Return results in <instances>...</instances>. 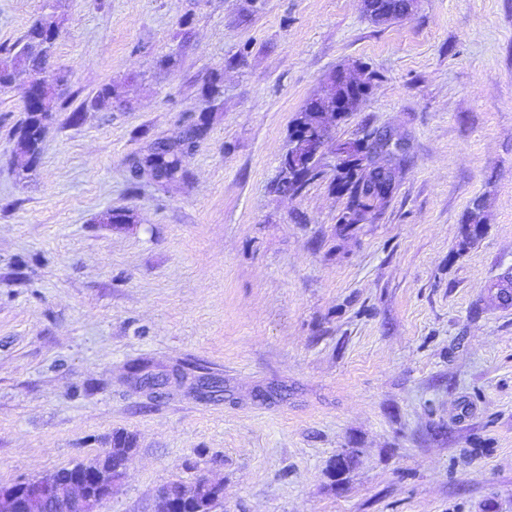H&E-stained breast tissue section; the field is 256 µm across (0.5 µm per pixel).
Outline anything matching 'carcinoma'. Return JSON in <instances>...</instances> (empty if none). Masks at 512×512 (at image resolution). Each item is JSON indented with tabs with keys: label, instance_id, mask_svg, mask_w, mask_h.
I'll list each match as a JSON object with an SVG mask.
<instances>
[{
	"label": "carcinoma",
	"instance_id": "carcinoma-1",
	"mask_svg": "<svg viewBox=\"0 0 512 512\" xmlns=\"http://www.w3.org/2000/svg\"><path fill=\"white\" fill-rule=\"evenodd\" d=\"M58 26L51 16L36 19L25 35L13 45L6 48L14 56L11 67L0 68V88L15 85L23 75L39 73L45 66L49 51L57 37ZM332 93L310 99L303 113L297 120H306L320 126L324 134H329L330 124L336 118V113L326 109V101ZM55 96L51 87L29 82L24 88L22 98L23 111L26 119L20 128L18 147L29 160H34L39 152L45 129V121L52 111ZM207 130L206 117H200L198 123L180 142L164 144L155 147L148 163L157 177L171 180L181 167L183 158L192 149L194 140ZM357 150L363 152L360 163L348 169L341 176L344 187L348 190L349 200L345 210L338 218V223L349 228L362 224L369 216L383 208L396 189L398 166L392 158L372 155L377 153L374 142L366 145L355 144ZM318 175L316 167L291 168L281 170L277 189L284 193H298L304 185ZM482 205L475 203L469 211L464 224L462 246L469 245L481 232L483 217ZM133 439L123 433L112 435V447L104 452V462L117 463L124 457L132 456ZM177 495L181 501V512H213L217 503L209 499L200 483L187 487L176 483Z\"/></svg>",
	"mask_w": 512,
	"mask_h": 512
}]
</instances>
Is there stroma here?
<instances>
[{"label":"stroma","instance_id":"1","mask_svg":"<svg viewBox=\"0 0 512 512\" xmlns=\"http://www.w3.org/2000/svg\"><path fill=\"white\" fill-rule=\"evenodd\" d=\"M42 16L64 92L33 163L22 91L0 89V484L123 432L100 512L203 476L215 512H512V0L386 25L362 0H0V44ZM360 67L319 176L279 193L295 118ZM203 115L161 186L144 157ZM383 130L394 194L341 229L339 148ZM135 364L188 384L149 395ZM478 203H481V201H476L473 204V208L469 211L467 220L464 224L461 247L469 245L480 235L483 227V217H481L482 205ZM133 439L124 433H115L112 436V448H108L104 453V462L106 465L113 462L123 461L120 457H131L133 451Z\"/></svg>","mask_w":512,"mask_h":512}]
</instances>
